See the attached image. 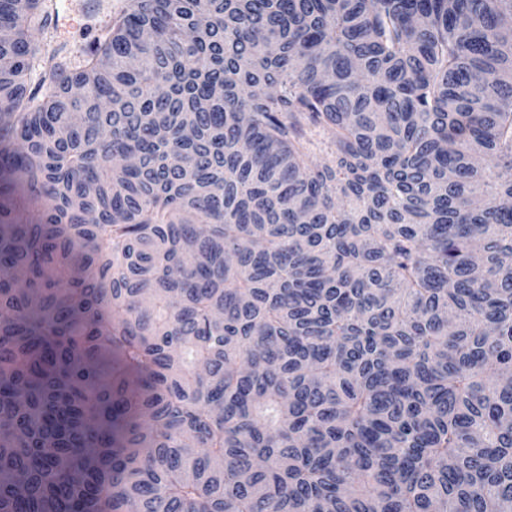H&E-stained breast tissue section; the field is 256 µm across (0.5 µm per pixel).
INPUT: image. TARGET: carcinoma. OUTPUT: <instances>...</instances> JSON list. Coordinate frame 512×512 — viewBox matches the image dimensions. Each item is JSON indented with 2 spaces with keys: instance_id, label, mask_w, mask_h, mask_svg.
<instances>
[{
  "instance_id": "obj_1",
  "label": "carcinoma",
  "mask_w": 512,
  "mask_h": 512,
  "mask_svg": "<svg viewBox=\"0 0 512 512\" xmlns=\"http://www.w3.org/2000/svg\"><path fill=\"white\" fill-rule=\"evenodd\" d=\"M50 24L0 0V512H512V0ZM50 1L54 24L39 38L45 44L48 53L58 51L60 56L68 61L70 68H76L84 54L103 34L110 15L113 17L126 0H100L112 1V7L109 9L92 5L89 0Z\"/></svg>"
}]
</instances>
